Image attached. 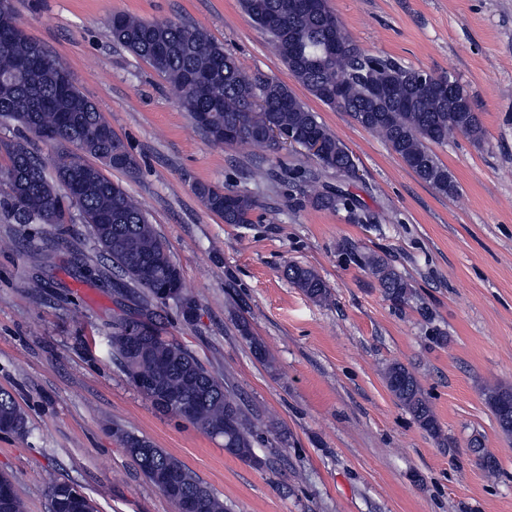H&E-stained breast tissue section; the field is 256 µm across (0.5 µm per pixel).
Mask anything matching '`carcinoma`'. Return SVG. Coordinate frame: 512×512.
Segmentation results:
<instances>
[{
  "instance_id": "carcinoma-1",
  "label": "carcinoma",
  "mask_w": 512,
  "mask_h": 512,
  "mask_svg": "<svg viewBox=\"0 0 512 512\" xmlns=\"http://www.w3.org/2000/svg\"><path fill=\"white\" fill-rule=\"evenodd\" d=\"M243 12L269 35L272 48L294 80L326 105L350 113L363 128L380 136L390 149L424 183L454 196L458 186L431 145L444 144L457 133L474 143L485 130L472 101H460L453 88L460 84L446 76L416 70L397 60L369 55L343 29L323 3L321 13L300 9V0H240ZM113 42L149 63L177 91V106L187 113L215 144L249 143L273 152L280 143L255 125L256 108L265 105L267 120L285 134L313 138L321 143L315 157L321 171L338 176L355 172L344 142L301 101L288 86L260 76H250L202 28H187L173 21L153 22L120 14L108 21ZM69 75L60 59L31 40L19 25L13 0L0 6V122H15L40 141L68 146L65 155L47 161L26 139L3 143L7 164L0 180L9 192L0 197V210L15 224H48L59 233L71 223L76 210L100 252L122 277L123 288H138L146 299L166 306L197 307L183 288L179 266L135 199L102 167L133 173L136 163L124 141L115 134L102 137L105 118L98 107L74 84L64 87ZM91 156L100 162L86 160ZM52 166L54 178L47 175ZM63 188L64 194L58 193ZM211 213L226 224H250L257 200L250 194L209 184L195 187ZM299 206L344 208L356 224L372 220L354 197L341 189L328 190L319 177L295 199ZM356 261L376 277L384 297L395 306L405 305L411 286L379 255L363 253ZM288 280L311 300L329 301L330 288L310 267L290 265ZM136 320L115 325L112 347L130 382L150 378L156 389L144 394L160 412L170 397L192 409L188 422L212 438H224V451L238 460L260 467L256 453L262 434L277 428L270 420L259 428L224 381L214 377L191 350L148 324L142 334L131 327ZM255 354L268 359L264 345L250 331L247 318L239 321ZM389 391L432 437L441 428L416 377L402 364L385 370ZM485 400L500 429L512 434V391L489 387ZM0 430L20 437L28 434V421L15 396L0 389ZM117 438L145 478L172 504L190 497L195 512H227L224 501L183 462L147 438L119 430ZM169 474L178 486L173 495L159 484ZM52 512H84L90 501L81 490L50 483Z\"/></svg>"
}]
</instances>
